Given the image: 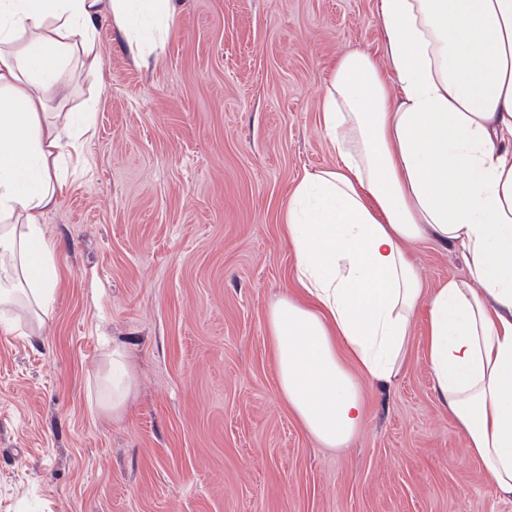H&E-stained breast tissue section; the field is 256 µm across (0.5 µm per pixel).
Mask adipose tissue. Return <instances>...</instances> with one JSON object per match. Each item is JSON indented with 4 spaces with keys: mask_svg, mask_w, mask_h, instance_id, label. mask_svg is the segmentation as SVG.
Segmentation results:
<instances>
[{
    "mask_svg": "<svg viewBox=\"0 0 512 512\" xmlns=\"http://www.w3.org/2000/svg\"><path fill=\"white\" fill-rule=\"evenodd\" d=\"M175 0H0V330L41 325L60 277L42 216L90 116L49 98L100 70L110 16L150 68ZM383 55L339 56L321 100L333 167L305 173L281 212L293 291L268 309L278 391L326 448L364 420L361 380L398 376L419 304L434 391L499 496L512 499V0H378ZM461 247L468 277L424 292L408 247ZM113 416L133 375L113 348Z\"/></svg>",
    "mask_w": 512,
    "mask_h": 512,
    "instance_id": "1",
    "label": "adipose tissue"
}]
</instances>
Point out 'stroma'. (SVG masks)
<instances>
[{
  "label": "stroma",
  "instance_id": "35a3bbf8",
  "mask_svg": "<svg viewBox=\"0 0 512 512\" xmlns=\"http://www.w3.org/2000/svg\"><path fill=\"white\" fill-rule=\"evenodd\" d=\"M377 0H179L151 69L103 20L87 168L43 218L63 271L41 335L0 333V512H512L432 389L419 308L365 426L324 448L278 394L266 333L292 284L279 214L332 163L321 88L336 58L378 53ZM423 288L466 278L425 239ZM135 375L101 409L105 355ZM104 383L112 387V397L104 402L112 404V416L119 417L126 408L133 387V375L126 361L125 353L119 347H112Z\"/></svg>",
  "mask_w": 512,
  "mask_h": 512
}]
</instances>
